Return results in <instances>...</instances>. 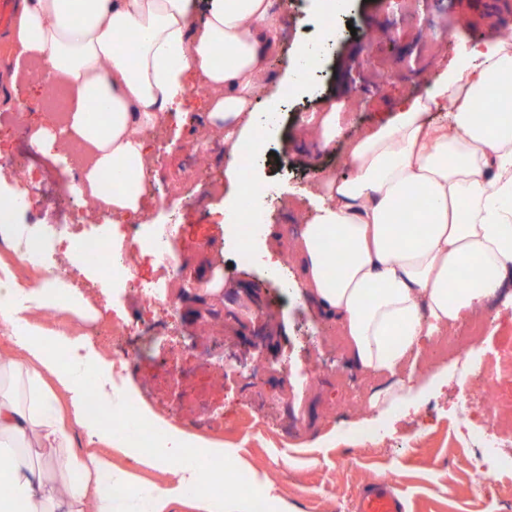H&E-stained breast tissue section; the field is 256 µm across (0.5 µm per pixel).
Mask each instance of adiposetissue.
Segmentation results:
<instances>
[{"instance_id":"obj_1","label":"adipose tissue","mask_w":512,"mask_h":512,"mask_svg":"<svg viewBox=\"0 0 512 512\" xmlns=\"http://www.w3.org/2000/svg\"><path fill=\"white\" fill-rule=\"evenodd\" d=\"M194 14V0H29L19 17L22 54L70 89L64 133L84 148L70 189L113 218L145 210L151 164L141 132L179 111L191 82L212 90L207 112L224 130L228 174L237 173L239 144L259 123L253 104L269 79L279 28L270 0H209L198 25ZM220 47L234 55L233 65L216 62ZM465 53L466 67L444 70L424 96L398 104L386 123L349 141L351 174L320 172L314 214L294 246L300 287L347 336L353 363L394 379L372 398L374 408L408 403L404 371L424 339L478 313L512 277V40ZM484 99L494 111H479ZM439 111L446 122L430 123L428 114ZM107 174L121 191L104 190ZM413 193L428 199V210L398 223ZM328 238L340 263L322 246ZM0 242L22 259L46 246L12 216L0 222ZM48 309L82 315L92 307L62 275L24 287L0 264V327L23 353L0 360V512H85L89 500L92 512H119L125 499L141 500L145 512H167L188 496L199 512H249L248 499L224 491L222 470L203 474V441L177 428L157 443L156 462L176 476L162 489L133 487L109 461L69 453L65 417L46 378L68 394L89 434L105 441L113 435L86 416L85 401L96 392L117 413L123 394L105 363L81 353L76 341L59 338L72 355L58 365L34 320ZM59 482L66 495L56 494Z\"/></svg>"}]
</instances>
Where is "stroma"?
Returning <instances> with one entry per match:
<instances>
[{
  "label": "stroma",
  "mask_w": 512,
  "mask_h": 512,
  "mask_svg": "<svg viewBox=\"0 0 512 512\" xmlns=\"http://www.w3.org/2000/svg\"><path fill=\"white\" fill-rule=\"evenodd\" d=\"M278 16L281 36L270 60L275 80L258 101L275 98L281 108L256 128L268 153L255 160L253 172L273 189L269 225L281 234L276 247L284 248L294 225L313 209L308 192L317 169L339 175L352 170L344 140L311 158L293 150L302 118L336 104L352 113L348 133L356 135L385 122L395 102L425 94L436 74L459 65L461 43L490 42L496 35L474 29L468 0H428L411 11L405 0H349L323 48L315 80L300 92L290 88L286 75L296 64L297 45L315 41L323 25L311 0H285ZM379 61L392 66L390 83L380 84ZM27 67V59L16 58L11 72L0 76V103H23L35 118L31 124L0 122V163L23 167L39 182L24 221L56 237L108 234L105 222L91 227L69 221L82 204L68 190L78 178L75 162L62 148L43 154L30 143L35 122L48 118V96L66 86L47 69L30 79ZM204 101L189 91L182 112L145 133L156 154L145 184L151 207L139 221L152 234L173 231L176 295L146 306L145 294L159 279L148 255L136 254L134 278L121 290L93 268L70 266L64 275L91 301L93 313L79 317L50 309L38 315V323L50 331L62 320L75 327L126 324L125 335L86 337L82 343L95 355L108 349L126 360L120 387L135 394L155 420L184 427L174 409L190 399L221 413L224 430L215 441L223 443L248 487L272 485L273 512L284 501L297 512H353L360 490L383 479L394 482L406 512H504L512 504V484L480 475L477 449L456 439L455 409L489 385L512 394V361L505 354L512 343V302L493 298L482 312L484 327L471 350L482 381H461L457 355H441L429 345L416 361L418 380L441 371L448 380L424 393L418 411L380 416L353 410V401L368 402L389 381L361 373L346 337L292 288L298 277L294 257L276 272L241 260L227 236L224 199L232 187L224 179L223 140L213 141L208 160L210 173L222 181L219 191H203L188 165L189 149L207 127ZM216 270L231 292L196 297L197 273ZM290 425L298 437L281 440L279 430Z\"/></svg>",
  "instance_id": "obj_1"
}]
</instances>
